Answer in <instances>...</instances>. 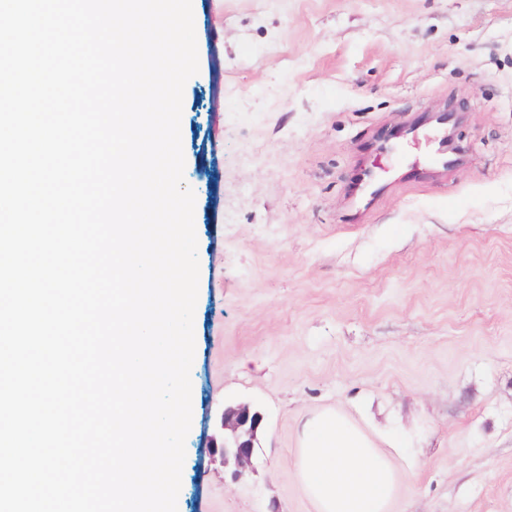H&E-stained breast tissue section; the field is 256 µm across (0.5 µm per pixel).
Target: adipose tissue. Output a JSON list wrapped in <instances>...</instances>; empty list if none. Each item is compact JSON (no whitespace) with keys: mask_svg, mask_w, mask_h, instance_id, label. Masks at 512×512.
<instances>
[{"mask_svg":"<svg viewBox=\"0 0 512 512\" xmlns=\"http://www.w3.org/2000/svg\"><path fill=\"white\" fill-rule=\"evenodd\" d=\"M293 476L314 512H392L404 471L376 435L322 408L297 429Z\"/></svg>","mask_w":512,"mask_h":512,"instance_id":"adipose-tissue-1","label":"adipose tissue"}]
</instances>
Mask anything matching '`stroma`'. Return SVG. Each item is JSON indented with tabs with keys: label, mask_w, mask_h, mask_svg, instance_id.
Listing matches in <instances>:
<instances>
[{
	"label": "stroma",
	"mask_w": 512,
	"mask_h": 512,
	"mask_svg": "<svg viewBox=\"0 0 512 512\" xmlns=\"http://www.w3.org/2000/svg\"><path fill=\"white\" fill-rule=\"evenodd\" d=\"M192 8L177 512H313L295 435L336 406L410 468L393 512H512V0ZM238 403L263 422L235 481L211 443Z\"/></svg>",
	"instance_id": "obj_1"
}]
</instances>
